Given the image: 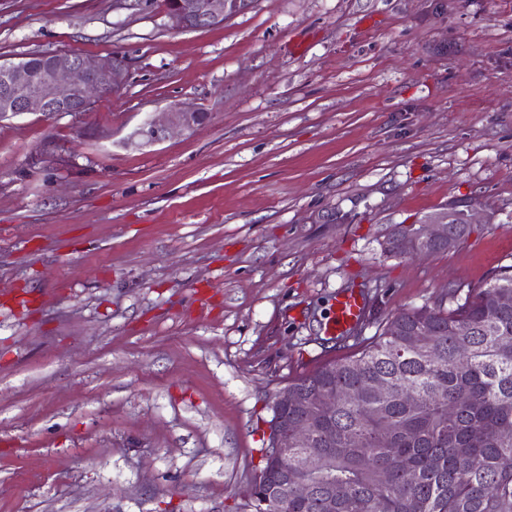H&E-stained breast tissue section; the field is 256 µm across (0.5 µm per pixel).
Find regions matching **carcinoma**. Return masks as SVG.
<instances>
[{
	"mask_svg": "<svg viewBox=\"0 0 512 512\" xmlns=\"http://www.w3.org/2000/svg\"><path fill=\"white\" fill-rule=\"evenodd\" d=\"M504 296L512 298V266L452 307L402 313L359 354L290 383L303 402L282 413L302 420L309 438L281 459L261 449L256 481L266 496L248 512H323L335 484L344 488L336 512H512V303ZM419 326L429 335H410ZM314 393L336 395V405L318 408ZM279 466L290 480L312 482L286 508L271 481Z\"/></svg>",
	"mask_w": 512,
	"mask_h": 512,
	"instance_id": "1",
	"label": "carcinoma"
}]
</instances>
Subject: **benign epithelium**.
<instances>
[{"mask_svg": "<svg viewBox=\"0 0 512 512\" xmlns=\"http://www.w3.org/2000/svg\"><path fill=\"white\" fill-rule=\"evenodd\" d=\"M251 0H167L166 10L182 29H204L222 24L245 9ZM126 78L122 57L112 55L97 59L71 53H47L41 70L34 75L26 59L0 62V118L28 112L79 114L89 112L102 96L121 89ZM209 113L200 109L170 106L160 117L149 116L134 133L131 143L150 146L162 142L174 130L192 132L204 125ZM464 213V226L474 223L469 210L450 204L430 214L424 224H400L384 242L386 252H398L413 258L429 255L439 247H453L459 242L448 235V225ZM299 396L281 390L273 405L274 417L267 437L270 447L289 448L306 435L300 420L287 421L281 410L295 405Z\"/></svg>", "mask_w": 512, "mask_h": 512, "instance_id": "7a95c632", "label": "benign epithelium"}]
</instances>
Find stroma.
<instances>
[{
    "instance_id": "obj_1",
    "label": "stroma",
    "mask_w": 512,
    "mask_h": 512,
    "mask_svg": "<svg viewBox=\"0 0 512 512\" xmlns=\"http://www.w3.org/2000/svg\"><path fill=\"white\" fill-rule=\"evenodd\" d=\"M56 51L128 79L0 119V512H244L288 382L512 265V0H0V59ZM173 104L211 119L127 146ZM451 203L454 247L384 251ZM250 3L251 0H169L165 6L179 28L195 30L223 24ZM365 304L360 293L340 291L336 294L335 312L327 324L332 335H343L357 325L363 317Z\"/></svg>"
}]
</instances>
